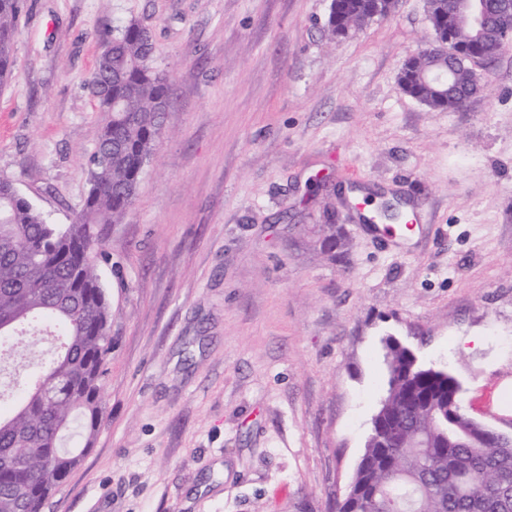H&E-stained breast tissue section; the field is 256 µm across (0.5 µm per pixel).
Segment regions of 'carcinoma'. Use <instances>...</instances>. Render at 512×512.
I'll return each mask as SVG.
<instances>
[{
    "instance_id": "carcinoma-1",
    "label": "carcinoma",
    "mask_w": 512,
    "mask_h": 512,
    "mask_svg": "<svg viewBox=\"0 0 512 512\" xmlns=\"http://www.w3.org/2000/svg\"><path fill=\"white\" fill-rule=\"evenodd\" d=\"M431 26L470 56L495 59L512 34V15L486 0V34L448 28L456 0H439ZM373 0H331V36L373 18ZM21 0H0V84L11 74ZM150 31L136 21L104 35L89 84L105 119L89 158V191L68 224H51L0 178V325L19 337L41 327L63 341L13 415L0 417V512H42L53 489L93 446L102 422L101 387L112 351L110 303L96 271L103 228L122 221L137 195L171 103L169 74L151 64ZM442 91L403 74L405 91L432 109H464L474 91L467 63ZM386 388L374 426L337 512H512V438L487 429L452 397L458 381L415 363L411 350L383 341ZM83 420L80 448L62 433Z\"/></svg>"
}]
</instances>
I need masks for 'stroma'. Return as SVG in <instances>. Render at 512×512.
Segmentation results:
<instances>
[{"label": "stroma", "mask_w": 512, "mask_h": 512, "mask_svg": "<svg viewBox=\"0 0 512 512\" xmlns=\"http://www.w3.org/2000/svg\"><path fill=\"white\" fill-rule=\"evenodd\" d=\"M330 3L23 0L0 177L50 223L88 194L101 33L146 26L173 78L96 262L104 422L43 512H336L388 336L512 435V48L465 109L434 110L399 84L433 36L426 0L339 40ZM358 194L416 212L417 230L380 237Z\"/></svg>", "instance_id": "1"}]
</instances>
